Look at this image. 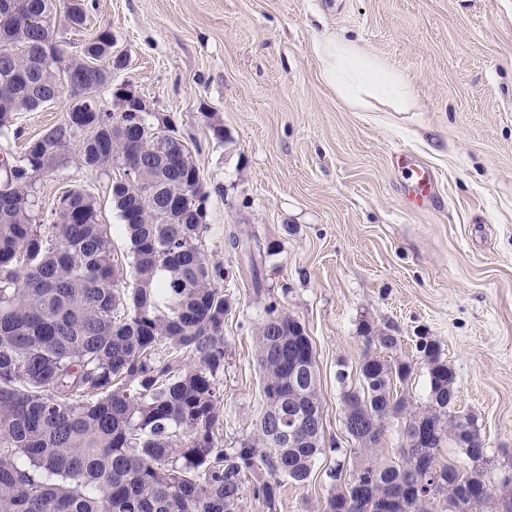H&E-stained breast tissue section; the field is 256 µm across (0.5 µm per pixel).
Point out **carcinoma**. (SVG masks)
I'll return each instance as SVG.
<instances>
[{"instance_id":"obj_1","label":"carcinoma","mask_w":512,"mask_h":512,"mask_svg":"<svg viewBox=\"0 0 512 512\" xmlns=\"http://www.w3.org/2000/svg\"><path fill=\"white\" fill-rule=\"evenodd\" d=\"M0 0V130L21 104L36 110L58 83H107L125 64L112 57V32L100 29L73 57L55 38L58 16L84 28L85 0ZM68 112L17 161H0V512H238L248 475L264 469L254 496L274 512L283 482L303 486L325 452L313 347L299 321L270 302L257 338L263 394L279 397L277 425L288 438L256 425L236 448L219 444L224 393L221 268L201 252L206 225L194 216L204 200L199 170L182 138L158 155L154 127L121 126L125 113ZM74 155L106 170L134 158L142 185L119 183L114 203L126 223L136 286L119 288L123 266L112 255L110 227L94 198L65 192L49 224L38 222L36 181ZM158 187L153 203L143 188ZM368 351L346 386L348 418L366 432L351 452L361 458L358 487H336L321 512H512V495H496L484 476L492 459L473 418L456 409L453 370L439 347L417 346L427 367L426 404L412 409L399 391L412 375L394 356L400 340L362 321ZM358 384L348 385L351 377ZM405 419L399 460L377 465L387 424ZM453 441L470 462L440 466L436 452Z\"/></svg>"}]
</instances>
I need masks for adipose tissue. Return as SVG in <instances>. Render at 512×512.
<instances>
[{
  "mask_svg": "<svg viewBox=\"0 0 512 512\" xmlns=\"http://www.w3.org/2000/svg\"><path fill=\"white\" fill-rule=\"evenodd\" d=\"M313 51L324 81L351 107L365 112L382 104L396 112L415 108V92L408 79L376 56L343 38L315 41Z\"/></svg>",
  "mask_w": 512,
  "mask_h": 512,
  "instance_id": "1",
  "label": "adipose tissue"
}]
</instances>
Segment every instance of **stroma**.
Here are the masks:
<instances>
[{
    "label": "stroma",
    "instance_id": "1",
    "mask_svg": "<svg viewBox=\"0 0 512 512\" xmlns=\"http://www.w3.org/2000/svg\"><path fill=\"white\" fill-rule=\"evenodd\" d=\"M85 29L57 38L80 53L110 29L127 66L98 88L112 105L129 82L169 116L188 144L206 195L201 250L224 268L223 428L247 438L265 402L247 256L230 236L272 245L269 300L296 318L313 346L323 407L321 456L305 485L284 483L276 512H318L346 449L339 365L356 367L360 324L398 336L415 369L400 391L414 406L429 392L417 337L436 342L456 376L457 407L473 416L495 467L493 493L512 489V0H87ZM343 37L411 81L413 112L346 106L312 46ZM68 99L14 113L0 156L15 160L60 124ZM224 128L216 138L213 126ZM435 176L437 199L406 205L408 174L396 150ZM116 170L66 160L41 176L44 215L76 189L110 225L119 285H134L129 242L112 200Z\"/></svg>",
    "mask_w": 512,
    "mask_h": 512
}]
</instances>
